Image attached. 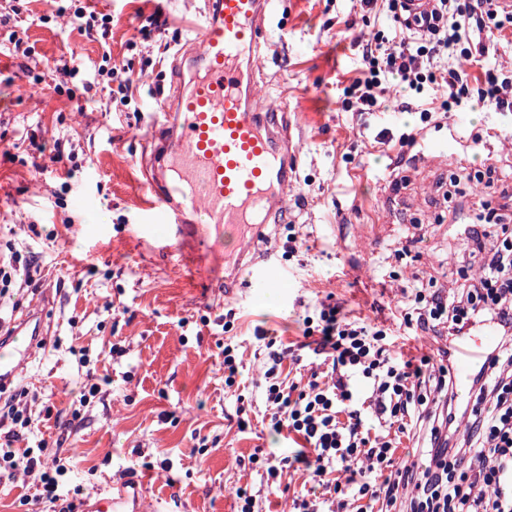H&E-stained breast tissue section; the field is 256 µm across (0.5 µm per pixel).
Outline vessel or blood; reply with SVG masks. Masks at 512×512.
Masks as SVG:
<instances>
[{"instance_id": "obj_1", "label": "vessel or blood", "mask_w": 512, "mask_h": 512, "mask_svg": "<svg viewBox=\"0 0 512 512\" xmlns=\"http://www.w3.org/2000/svg\"><path fill=\"white\" fill-rule=\"evenodd\" d=\"M274 0H206L198 30L202 49L189 53L188 90L178 92L156 126L161 173L147 183V223L168 224L178 240L180 260L208 270V254L225 249L229 238L265 241L271 224L286 223L287 189L294 177L296 149L281 130L278 114L256 101L253 57L266 42L265 19ZM246 287L265 288L281 266L274 251L259 252L248 265ZM43 319L32 314L0 342V387L25 371L41 343ZM496 339L491 327L456 345L457 395L472 396L467 380L483 366ZM140 496L99 489L79 512H127L141 508Z\"/></svg>"}]
</instances>
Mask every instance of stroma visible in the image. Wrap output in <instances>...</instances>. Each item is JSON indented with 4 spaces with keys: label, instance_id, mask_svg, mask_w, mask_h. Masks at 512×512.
<instances>
[{
    "label": "stroma",
    "instance_id": "obj_1",
    "mask_svg": "<svg viewBox=\"0 0 512 512\" xmlns=\"http://www.w3.org/2000/svg\"><path fill=\"white\" fill-rule=\"evenodd\" d=\"M203 2L0 0L17 9L31 48L29 58H15L0 28V254L20 251L44 273L40 284L0 300V321L13 327L38 306L48 323L46 345L0 395L27 391V446L44 439L68 457L63 483L83 497L142 479L145 497L172 512H235L241 487L259 512H289L311 487L308 473L296 469L287 488L272 490L250 461L296 453L268 426L266 339L301 346L303 365L288 359L282 371L289 382L309 378L302 319L324 302L398 330L404 358L436 355L431 335L401 330L402 291L454 287L459 258L474 248L464 227L482 205L503 209L512 225V200L473 179L488 164L512 170V113L475 106L437 125L412 112L359 115L343 105L358 75L352 44L386 16L358 0H280L260 99L287 111L297 146L290 222L270 243L288 288L274 306L250 289L225 300L223 258L212 263L215 289L199 287L178 263L167 225L142 223L140 208V135L180 82L172 62L197 40L186 21ZM79 10L111 23L82 30ZM66 62L96 77L93 90L60 74ZM102 68L117 69L118 79L99 76ZM122 79L132 83L126 97ZM62 83L68 91L56 94ZM417 127L411 144L375 140L384 128ZM435 143L446 150L428 157ZM228 342L238 356L231 387ZM91 378L98 392L85 402Z\"/></svg>",
    "mask_w": 512,
    "mask_h": 512
}]
</instances>
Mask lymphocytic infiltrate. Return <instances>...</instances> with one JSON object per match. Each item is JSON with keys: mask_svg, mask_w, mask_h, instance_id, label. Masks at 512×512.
I'll return each mask as SVG.
<instances>
[{"mask_svg": "<svg viewBox=\"0 0 512 512\" xmlns=\"http://www.w3.org/2000/svg\"><path fill=\"white\" fill-rule=\"evenodd\" d=\"M392 26L371 40L355 43L360 75L347 89L358 111L377 112L388 83L403 93L401 112H416L430 122L434 110L421 95L425 87L446 88L443 111L476 102L494 112H512V70L495 61L498 47L487 25L501 12V0H435L430 22L414 37L400 0H386ZM482 59L480 77H470L456 59ZM469 239H492L479 258L477 275L465 278L455 291L411 288L405 298L414 315L406 328L448 337L450 343L476 329L494 327L498 342L486 365L473 374L476 408L458 401L449 346L439 362L422 357L403 359L394 349L393 331L385 325L342 316L337 306L321 304L318 318H305V335L315 336L312 353L324 359L327 377L312 375L306 384L281 381L289 346L270 348L265 360L263 396L269 425L287 432L300 452L294 460L268 465L266 482L282 486L293 463L305 465L311 481L327 501L308 494L295 496L292 512H367L366 503L395 506L405 500L406 512H512V226L490 209L467 226ZM364 383L365 399L355 386ZM428 416V446L422 470L396 464L391 429L405 430L409 421ZM31 425L25 410L13 402L0 405V474H38L42 499L74 512L58 478L69 462L26 448L13 450Z\"/></svg>", "mask_w": 512, "mask_h": 512, "instance_id": "1", "label": "lymphocytic infiltrate"}]
</instances>
